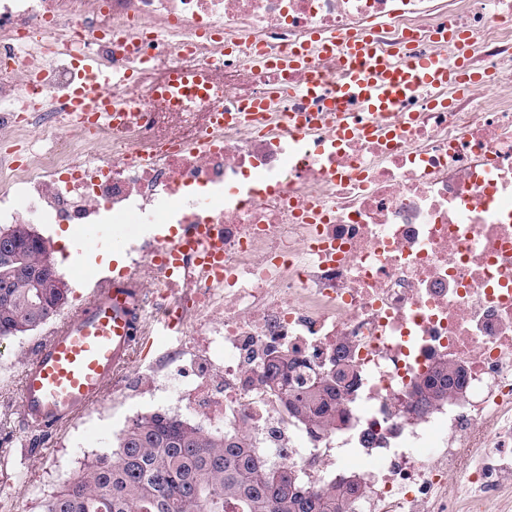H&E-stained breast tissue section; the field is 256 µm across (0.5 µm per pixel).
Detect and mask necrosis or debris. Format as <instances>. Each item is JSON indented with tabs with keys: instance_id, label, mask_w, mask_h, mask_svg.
<instances>
[{
	"instance_id": "necrosis-or-debris-1",
	"label": "necrosis or debris",
	"mask_w": 512,
	"mask_h": 512,
	"mask_svg": "<svg viewBox=\"0 0 512 512\" xmlns=\"http://www.w3.org/2000/svg\"><path fill=\"white\" fill-rule=\"evenodd\" d=\"M451 29L488 81L420 92L386 131L339 132L351 36L450 59ZM303 46L298 70L259 59ZM87 56L111 71L122 123L74 116ZM511 81L512 0H0V137L25 148L0 153V223L172 225L126 252L157 316L176 306L190 329L175 368L147 373L150 399L248 432L260 463L312 485L358 478L353 512H512ZM258 96L262 123L239 110ZM189 224L223 237V278L194 254L159 265ZM273 346L318 371L347 348L359 381L341 428L314 440L286 414L260 381ZM443 358L464 365L462 393L396 412Z\"/></svg>"
}]
</instances>
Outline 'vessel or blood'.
I'll use <instances>...</instances> for the list:
<instances>
[{
	"mask_svg": "<svg viewBox=\"0 0 512 512\" xmlns=\"http://www.w3.org/2000/svg\"><path fill=\"white\" fill-rule=\"evenodd\" d=\"M349 69L336 89L337 97L355 100L371 120L364 133L375 131L376 119L398 111L424 87H445L468 80L463 65L445 59L415 56L400 62L372 52L367 40H350ZM76 93L82 114L111 116L112 97L93 64ZM205 246V266L223 258V244L203 224L193 225L187 238L173 240L167 255L181 258L188 246ZM142 282L133 273L100 279L88 300L56 322L46 340L27 360L20 378L19 416L41 435L58 431L76 413L97 404L106 387L119 377L142 341Z\"/></svg>",
	"mask_w": 512,
	"mask_h": 512,
	"instance_id": "1",
	"label": "vessel or blood"
}]
</instances>
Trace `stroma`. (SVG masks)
I'll return each instance as SVG.
<instances>
[{
  "label": "stroma",
  "instance_id": "35a3bbf8",
  "mask_svg": "<svg viewBox=\"0 0 512 512\" xmlns=\"http://www.w3.org/2000/svg\"><path fill=\"white\" fill-rule=\"evenodd\" d=\"M124 250L98 247L84 256L82 266L62 267L70 295L67 307L76 309L86 300L96 281L108 276L112 264L123 262ZM142 348L122 377L107 386L99 405L80 411L51 440L24 432L19 418L20 375L36 344L48 327L0 342V438H13L12 447L0 450V499L15 512H42L41 504L98 451L112 447L133 415L152 410L149 397L137 388L146 367L165 361L181 343L173 332H159L157 323L145 326Z\"/></svg>",
  "mask_w": 512,
  "mask_h": 512
}]
</instances>
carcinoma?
I'll list each match as a JSON object with an SVG mask.
<instances>
[{
    "label": "carcinoma",
    "mask_w": 512,
    "mask_h": 512,
    "mask_svg": "<svg viewBox=\"0 0 512 512\" xmlns=\"http://www.w3.org/2000/svg\"><path fill=\"white\" fill-rule=\"evenodd\" d=\"M0 233L10 245L0 254L2 340L46 324L66 304L68 289L29 225H1ZM335 362L337 373L307 377L286 351L269 350L263 363L264 383L315 439L345 421L342 400L356 383L345 347ZM465 380L459 364L437 361L413 383L414 407L425 414L448 402ZM252 448L243 430L213 435L193 422L147 413L51 494L43 512H348L359 494L354 479L304 490L301 474L260 466Z\"/></svg>",
    "instance_id": "carcinoma-1"
}]
</instances>
